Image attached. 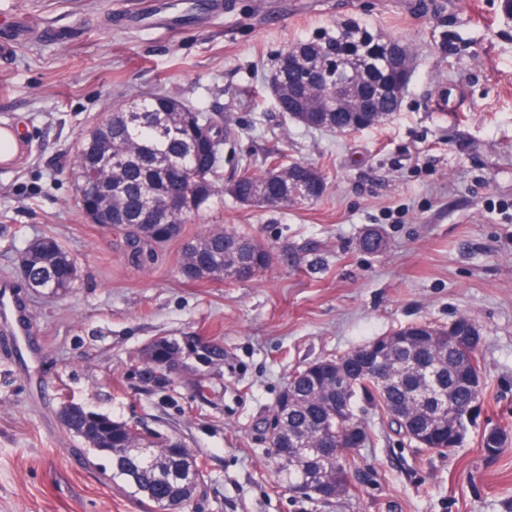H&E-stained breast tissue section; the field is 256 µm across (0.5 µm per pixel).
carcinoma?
I'll list each match as a JSON object with an SVG mask.
<instances>
[{
  "instance_id": "1",
  "label": "carcinoma",
  "mask_w": 512,
  "mask_h": 512,
  "mask_svg": "<svg viewBox=\"0 0 512 512\" xmlns=\"http://www.w3.org/2000/svg\"><path fill=\"white\" fill-rule=\"evenodd\" d=\"M384 51V38L364 21L350 18L318 28L308 38L289 46L270 75L285 89L308 87L300 97L281 98L278 110L305 127L333 133H343L369 121V113L354 112L341 101L328 102L318 115L306 111L312 104L314 89L333 77L347 80L353 64L363 61L369 64L362 76L365 90L374 97L379 117L387 120L398 110L400 100L379 92V88L400 82L402 75L395 66L384 65ZM134 101L143 103L145 111L128 112L122 104L98 123L94 143L85 139L77 142L70 175L79 188L84 183L83 172L95 169L99 184L116 185L114 191L95 190L100 217H120L121 222L114 227L124 231L126 241L139 253L180 237L183 224L190 217L188 213L174 217L169 234L159 239L157 234L164 226L142 222L147 207L163 213L167 198L179 196L192 200L199 211L220 190L241 203L251 197L262 175L245 166L235 177L224 180V146L236 138L237 131L221 116L203 112L168 93L143 92ZM197 134L213 143L212 162L202 170L188 172L181 180L165 178L162 165L172 164L189 153ZM267 167L281 170L288 187L299 191L304 201L317 200L326 190L321 172L310 164L288 163L274 157ZM265 254V247L253 238L214 229L184 247L182 269H194L197 279L247 281L263 271L258 262ZM23 260L24 276L35 289L47 281L51 271L74 263L52 236L32 241ZM432 330L436 333L432 343L418 340L408 327L393 332L403 341L395 352L392 381L380 387L358 374L344 417H336V371L347 357L310 363L291 376L294 402L288 407L283 427L277 432L263 427L266 453L283 487L289 489L302 480L322 457L329 461L328 473L325 486L315 499L329 503L348 493L351 465L344 450L370 442L371 432L362 418L369 406L380 409L390 429L400 434L411 438L426 433L437 403L416 398L422 368L436 374L441 403L461 411L476 404L484 384L473 386L469 379L483 376L480 341L462 348L448 337V328L434 326ZM61 410L68 411V417L62 419L67 429L83 439L95 456L102 457L103 449H112V480L121 482L146 506L147 512H154L167 499L179 497L187 480L200 479L202 465L198 456L177 438L147 437L127 422L86 411L72 402ZM296 434L303 436L309 447L321 449V457L300 453L295 448Z\"/></svg>"
}]
</instances>
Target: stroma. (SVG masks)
I'll use <instances>...</instances> for the list:
<instances>
[{"mask_svg":"<svg viewBox=\"0 0 512 512\" xmlns=\"http://www.w3.org/2000/svg\"><path fill=\"white\" fill-rule=\"evenodd\" d=\"M221 13L159 28L156 0H0L25 31L0 62V282L29 314L36 354L0 329V512H144L59 419L64 400L180 438L204 465L191 512H512V20L500 0H222ZM368 21L407 44L411 81L383 124L350 134L278 111L268 78L296 40ZM221 110L236 128L224 172L271 156L318 166L317 202L214 198L154 259L88 223L73 148L140 93ZM221 226L265 244L248 282L191 280L186 240ZM378 234L383 246L364 250ZM45 235L78 268L61 298L29 288L21 256ZM475 324L485 389L457 448L422 450L368 419L332 505L278 486L262 427L292 373L414 323ZM200 336L222 360L147 368L156 337ZM206 393H198V385ZM498 427L496 454L483 431Z\"/></svg>","mask_w":512,"mask_h":512,"instance_id":"stroma-1","label":"stroma"}]
</instances>
